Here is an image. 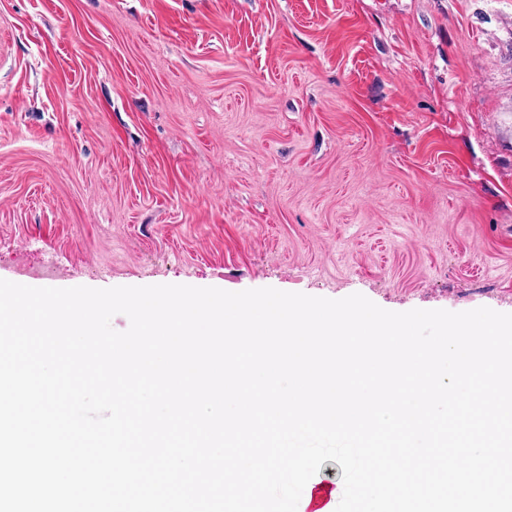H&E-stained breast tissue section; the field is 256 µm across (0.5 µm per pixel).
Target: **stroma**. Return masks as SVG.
Masks as SVG:
<instances>
[{"mask_svg":"<svg viewBox=\"0 0 512 512\" xmlns=\"http://www.w3.org/2000/svg\"><path fill=\"white\" fill-rule=\"evenodd\" d=\"M0 279L512 313V0H0Z\"/></svg>","mask_w":512,"mask_h":512,"instance_id":"35a3bbf8","label":"stroma"}]
</instances>
